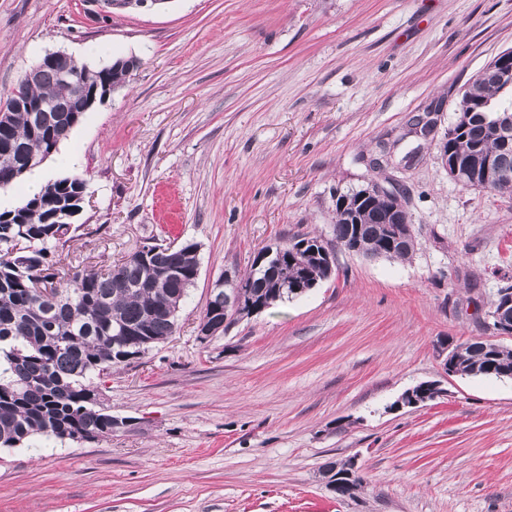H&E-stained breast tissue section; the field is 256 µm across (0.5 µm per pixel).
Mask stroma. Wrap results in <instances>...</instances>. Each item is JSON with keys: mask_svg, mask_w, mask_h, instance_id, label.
I'll list each match as a JSON object with an SVG mask.
<instances>
[{"mask_svg": "<svg viewBox=\"0 0 512 512\" xmlns=\"http://www.w3.org/2000/svg\"><path fill=\"white\" fill-rule=\"evenodd\" d=\"M56 50L139 62L42 165L87 180L68 263L191 240L199 277L175 334L98 379L112 435L0 448V512H512V379L438 355L486 335L512 273V196L440 161L464 85L512 50V0H0V94ZM385 146L414 256L338 251L316 288L201 339L215 282L284 235L330 238L337 192ZM423 381L441 395L395 408ZM353 457L368 485L342 498L326 467Z\"/></svg>", "mask_w": 512, "mask_h": 512, "instance_id": "1", "label": "stroma"}]
</instances>
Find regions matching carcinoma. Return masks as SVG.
Wrapping results in <instances>:
<instances>
[{
	"mask_svg": "<svg viewBox=\"0 0 512 512\" xmlns=\"http://www.w3.org/2000/svg\"><path fill=\"white\" fill-rule=\"evenodd\" d=\"M128 77V70L107 62L90 69L92 83L84 90L101 100ZM509 93L512 84L484 69L464 86L462 120L448 126L442 156L461 168L488 159L501 173L485 184L472 172L461 178L465 188L512 195V102L504 103ZM0 98L10 105L0 120V184L6 186L42 163L83 113L52 112L41 123L38 113L28 111L34 101L79 107L77 90L62 84L50 66L37 82L22 78ZM377 184L373 179L336 197L331 240L309 234L283 240L275 249L288 254V264L275 269L266 266L264 247L229 291L245 309L271 295L290 299L297 282L328 279L336 269V249L353 242L364 256L410 258L419 245L411 218L399 199L375 191ZM85 190L81 176H61L39 194L0 210L1 448L37 436L82 442L112 434V413L100 406L94 379L169 339L199 275L194 241L163 246L169 270L164 275L156 272L153 245L104 270L66 264L64 246ZM202 320L216 329L224 324V291L211 295ZM448 353L462 376L512 374V348L488 338L459 343ZM327 472L342 498L367 484L361 474L349 476L343 463L329 464Z\"/></svg>",
	"mask_w": 512,
	"mask_h": 512,
	"instance_id": "carcinoma-1",
	"label": "carcinoma"
}]
</instances>
